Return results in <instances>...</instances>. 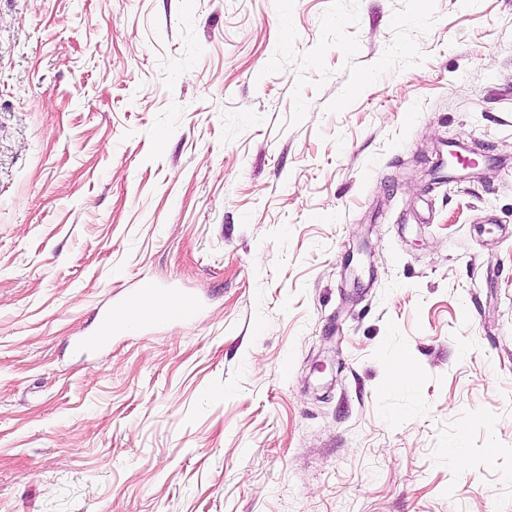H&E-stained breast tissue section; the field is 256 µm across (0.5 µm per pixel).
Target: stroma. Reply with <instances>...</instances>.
Returning a JSON list of instances; mask_svg holds the SVG:
<instances>
[{
    "label": "stroma",
    "mask_w": 512,
    "mask_h": 512,
    "mask_svg": "<svg viewBox=\"0 0 512 512\" xmlns=\"http://www.w3.org/2000/svg\"><path fill=\"white\" fill-rule=\"evenodd\" d=\"M0 512H512V0H0ZM149 312L145 313L144 310ZM199 312V303L181 288H157L143 285L113 301L101 314L95 346L106 347L117 337L142 329L147 321L171 325L191 320Z\"/></svg>",
    "instance_id": "1"
}]
</instances>
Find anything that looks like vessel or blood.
Instances as JSON below:
<instances>
[{
  "label": "vessel or blood",
  "mask_w": 512,
  "mask_h": 512,
  "mask_svg": "<svg viewBox=\"0 0 512 512\" xmlns=\"http://www.w3.org/2000/svg\"><path fill=\"white\" fill-rule=\"evenodd\" d=\"M199 304L179 288L145 285L113 301L101 314L93 345L105 347L112 340L144 327L146 323L171 325L191 320Z\"/></svg>",
  "instance_id": "b4317fda"
}]
</instances>
